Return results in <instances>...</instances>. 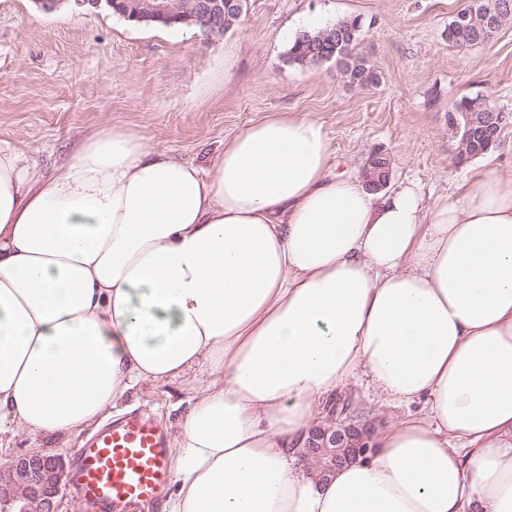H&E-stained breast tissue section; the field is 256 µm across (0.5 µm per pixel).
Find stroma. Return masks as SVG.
<instances>
[{
	"label": "stroma",
	"instance_id": "stroma-1",
	"mask_svg": "<svg viewBox=\"0 0 512 512\" xmlns=\"http://www.w3.org/2000/svg\"><path fill=\"white\" fill-rule=\"evenodd\" d=\"M470 0H247L241 21L216 41L192 26H144L106 12L39 11L32 0H0V140L30 149L46 173L61 166L92 128H125L199 165L224 137L281 112L322 123L339 160L389 161V180L440 193L492 167H512V125L492 152L458 158L448 112L482 96L512 113V25L488 43L448 40ZM319 27L357 18L355 51L377 80L350 85L336 61H286L304 17ZM210 379L138 382L118 413L160 418L169 436ZM354 420L383 428L418 414L360 385L342 392ZM78 435L0 432V472L29 454L71 464Z\"/></svg>",
	"mask_w": 512,
	"mask_h": 512
}]
</instances>
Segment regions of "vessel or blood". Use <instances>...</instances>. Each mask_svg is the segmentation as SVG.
Here are the masks:
<instances>
[{"label":"vessel or blood","instance_id":"b4317fda","mask_svg":"<svg viewBox=\"0 0 512 512\" xmlns=\"http://www.w3.org/2000/svg\"><path fill=\"white\" fill-rule=\"evenodd\" d=\"M168 437L155 416L129 414L83 437L64 483L81 512H158L170 480Z\"/></svg>","mask_w":512,"mask_h":512}]
</instances>
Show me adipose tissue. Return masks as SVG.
Segmentation results:
<instances>
[{
	"instance_id": "1",
	"label": "adipose tissue",
	"mask_w": 512,
	"mask_h": 512,
	"mask_svg": "<svg viewBox=\"0 0 512 512\" xmlns=\"http://www.w3.org/2000/svg\"><path fill=\"white\" fill-rule=\"evenodd\" d=\"M202 365L167 512H512V170L373 191L293 112L207 166L111 127L49 176L0 141V425L69 435ZM358 382L422 411L310 473Z\"/></svg>"
}]
</instances>
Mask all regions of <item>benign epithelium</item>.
Masks as SVG:
<instances>
[{
    "instance_id": "7a95c632",
    "label": "benign epithelium",
    "mask_w": 512,
    "mask_h": 512,
    "mask_svg": "<svg viewBox=\"0 0 512 512\" xmlns=\"http://www.w3.org/2000/svg\"><path fill=\"white\" fill-rule=\"evenodd\" d=\"M42 10L55 11L64 5L72 11L112 10L131 21L179 20L191 15L207 14L219 19L213 37L224 33V9L234 0H35ZM509 15L492 10L481 14L480 25L494 34L509 25ZM373 430L367 425L341 421L331 413L327 423L313 429L304 442L307 463L327 474L356 460L372 448ZM63 463L58 458L39 454L19 458L8 469L7 480L0 483V503L15 504L13 512H58L63 495Z\"/></svg>"
}]
</instances>
